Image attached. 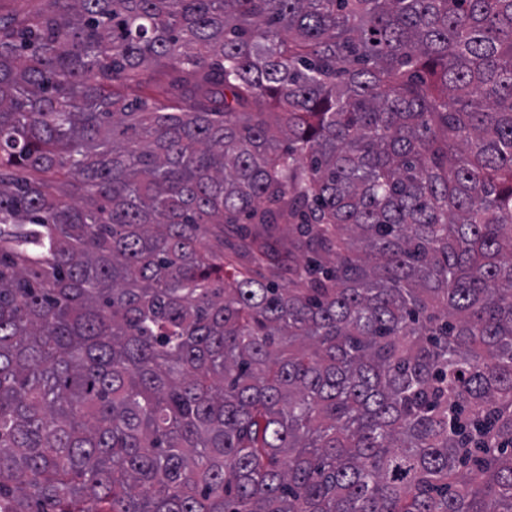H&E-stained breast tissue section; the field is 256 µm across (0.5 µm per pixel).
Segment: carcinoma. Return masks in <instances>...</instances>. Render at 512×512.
<instances>
[{"label":"carcinoma","mask_w":512,"mask_h":512,"mask_svg":"<svg viewBox=\"0 0 512 512\" xmlns=\"http://www.w3.org/2000/svg\"><path fill=\"white\" fill-rule=\"evenodd\" d=\"M0 512H512V0L0 15ZM226 225H224V253L235 251L239 255L240 262L254 269L264 271L265 265L255 262L251 255L245 252L244 241L240 238L235 229Z\"/></svg>","instance_id":"obj_1"}]
</instances>
